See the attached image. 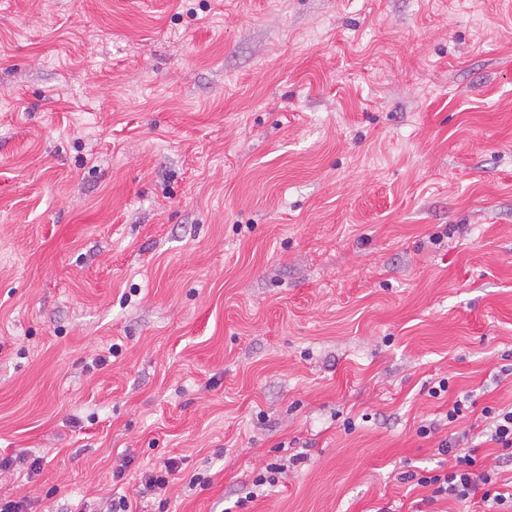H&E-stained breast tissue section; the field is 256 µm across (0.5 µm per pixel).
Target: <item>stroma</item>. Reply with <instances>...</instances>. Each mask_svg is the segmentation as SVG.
Returning <instances> with one entry per match:
<instances>
[{"label":"stroma","mask_w":512,"mask_h":512,"mask_svg":"<svg viewBox=\"0 0 512 512\" xmlns=\"http://www.w3.org/2000/svg\"><path fill=\"white\" fill-rule=\"evenodd\" d=\"M463 396L493 452L512 0H0V498L417 512ZM176 469V462L173 461V459H166L154 465L142 476V493H155L157 491L166 490L173 476L176 474Z\"/></svg>","instance_id":"35a3bbf8"}]
</instances>
